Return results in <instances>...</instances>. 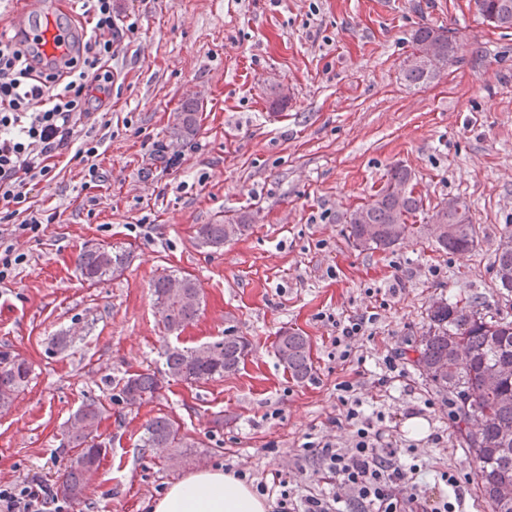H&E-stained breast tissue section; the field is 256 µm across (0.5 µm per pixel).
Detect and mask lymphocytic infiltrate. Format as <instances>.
Masks as SVG:
<instances>
[{"instance_id": "1", "label": "lymphocytic infiltrate", "mask_w": 512, "mask_h": 512, "mask_svg": "<svg viewBox=\"0 0 512 512\" xmlns=\"http://www.w3.org/2000/svg\"><path fill=\"white\" fill-rule=\"evenodd\" d=\"M83 24L76 51L65 59L45 55L39 46L0 36V207L24 204L27 187L48 179L51 162L74 150L86 162L84 185L96 187L99 173L93 158L100 140L83 137L91 102L112 94V57L117 16L112 0H74ZM338 401L355 430L350 447L329 440L308 442L323 484L319 492L294 493L279 471L271 481H258L259 495H276V512H456L451 501H435L419 490L416 467H405L398 451L385 440L386 416L364 414L350 399V382H342ZM0 512H68L47 480L34 476L0 483Z\"/></svg>"}]
</instances>
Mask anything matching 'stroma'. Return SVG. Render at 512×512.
Returning a JSON list of instances; mask_svg holds the SVG:
<instances>
[{
	"mask_svg": "<svg viewBox=\"0 0 512 512\" xmlns=\"http://www.w3.org/2000/svg\"><path fill=\"white\" fill-rule=\"evenodd\" d=\"M112 2L126 31L112 58V95L89 119L111 131L96 159V206L83 207V164L67 152L29 194L54 223L33 238L22 215L0 222V241L23 257L0 281V345L37 373L0 413V482L55 480L68 418L97 399L105 451L69 512H151L172 482L216 467L257 480L276 470L313 491L317 464L304 444L323 437L349 447L336 399L337 384L349 381L365 409L391 414L386 440L414 449L428 496L447 498L437 476L457 470L460 512H490L444 396L401 355L438 293L477 295L512 319V296L500 295L493 276L512 229V29L489 26L471 0H393L388 12L377 0ZM424 25L455 29L462 48L439 79L414 87L403 61ZM275 82L288 87L278 106ZM190 98L203 106L200 132L172 144L175 111ZM158 154L171 165L154 164ZM397 165L423 198L413 223L448 198L468 203L480 228L472 251L439 253L421 233L387 251L352 247L344 213L370 200ZM241 215L251 220L244 235L198 246V225ZM102 244L128 246L132 259L91 287L76 257ZM165 270L191 274L203 296L198 318L177 336L152 305L150 285ZM368 308L375 336L354 341L356 371L336 353L331 320ZM286 328L310 340L313 371L302 382L274 351ZM69 329L77 339L58 350L53 337ZM229 334L250 343L238 371L197 384L166 378L168 347ZM395 355L405 376L381 386ZM143 372L162 387L151 402L127 406L119 383ZM159 415L193 444L191 461L175 467L142 447L145 424Z\"/></svg>",
	"mask_w": 512,
	"mask_h": 512,
	"instance_id": "35a3bbf8",
	"label": "stroma"
}]
</instances>
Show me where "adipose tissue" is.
Here are the masks:
<instances>
[{
	"instance_id": "ef3b65f1",
	"label": "adipose tissue",
	"mask_w": 512,
	"mask_h": 512,
	"mask_svg": "<svg viewBox=\"0 0 512 512\" xmlns=\"http://www.w3.org/2000/svg\"><path fill=\"white\" fill-rule=\"evenodd\" d=\"M265 499L234 474L215 468L170 485L153 512H267Z\"/></svg>"
}]
</instances>
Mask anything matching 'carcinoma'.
Returning a JSON list of instances; mask_svg holds the SVG:
<instances>
[{
    "label": "carcinoma",
    "instance_id": "cac0c4a2",
    "mask_svg": "<svg viewBox=\"0 0 512 512\" xmlns=\"http://www.w3.org/2000/svg\"><path fill=\"white\" fill-rule=\"evenodd\" d=\"M482 18L494 19L493 26L512 29V0H474ZM450 38L434 35V28L422 26L413 34V51L417 54L428 42L436 46L435 64L429 69L408 67L403 76L408 84L420 86L432 82L457 62L459 42L454 31L444 28ZM199 104L193 103L176 113L170 128V139L186 142L199 130ZM411 181L404 168L391 171L386 186L367 204L346 214L348 240L362 251H386L399 244L414 230L434 238L436 250L443 253H465L475 246L478 228L472 224L468 204L457 216L453 210L444 214L445 229L434 224L441 211L432 212L429 222L415 227L408 218L423 208V199L406 190L400 195L393 188ZM248 220L241 217L228 224L218 221L202 224L197 229L199 244L220 247L224 242L243 235ZM131 262V251L112 245L85 250L77 256L81 278L91 285L120 274ZM496 287L512 292V233L500 244L493 262ZM180 285L183 298L170 296L172 283ZM152 301L165 330H184L199 316L202 299L197 283L186 274L163 272L152 283ZM249 341L243 336H226L207 344V352L199 347H173L165 353L169 377L183 382L200 383L234 373L248 354ZM310 341L297 331L285 330L277 337L275 351L279 360L298 380L311 370ZM410 362L448 400V421L453 434L474 467L477 488L490 512H512V498L500 499L497 489L512 486V321L485 311L475 297L453 301L439 295L431 298L426 308L424 330L413 345ZM32 375L31 365L5 347L0 350V412L9 410L13 397L24 390ZM159 390V380L150 373L131 375L123 380L120 395L129 406L151 401ZM104 406L96 400L82 403L67 423L60 447L67 454V464L58 475V491L75 501L85 494V476L97 469L102 451L98 426ZM484 420L482 430L470 429L471 415ZM145 448L188 447L174 422L159 416L152 419L140 437Z\"/></svg>",
    "mask_w": 512,
    "mask_h": 512
}]
</instances>
